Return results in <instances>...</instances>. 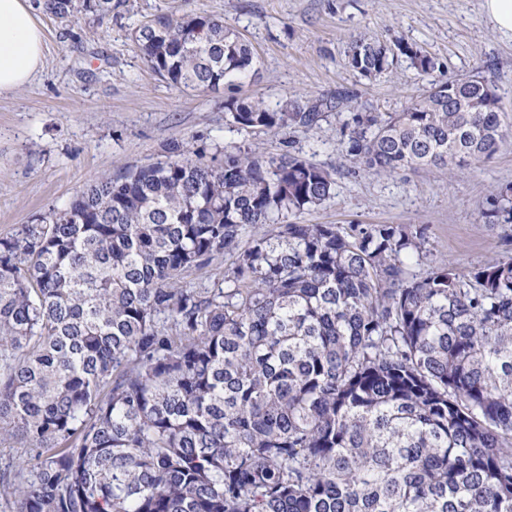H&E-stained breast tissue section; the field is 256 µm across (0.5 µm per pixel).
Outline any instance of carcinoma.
Returning <instances> with one entry per match:
<instances>
[{
  "label": "carcinoma",
  "mask_w": 512,
  "mask_h": 512,
  "mask_svg": "<svg viewBox=\"0 0 512 512\" xmlns=\"http://www.w3.org/2000/svg\"><path fill=\"white\" fill-rule=\"evenodd\" d=\"M43 9L74 16L75 0ZM183 89L258 76L221 17L161 14L135 36ZM429 87L357 112L358 176L484 162L505 136L488 79L448 81L417 46L362 36ZM347 95L225 101L240 130L311 128ZM334 179L290 151L167 156L0 236V512H512V259L423 275V227L297 224ZM512 224V184L482 211ZM248 239H243V236ZM213 288L186 282L220 258Z\"/></svg>",
  "instance_id": "cac0c4a2"
}]
</instances>
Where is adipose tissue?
Masks as SVG:
<instances>
[{
    "label": "adipose tissue",
    "mask_w": 512,
    "mask_h": 512,
    "mask_svg": "<svg viewBox=\"0 0 512 512\" xmlns=\"http://www.w3.org/2000/svg\"><path fill=\"white\" fill-rule=\"evenodd\" d=\"M44 58L43 32L28 0H0V93L29 84Z\"/></svg>",
    "instance_id": "ef3b65f1"
}]
</instances>
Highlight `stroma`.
<instances>
[{
	"mask_svg": "<svg viewBox=\"0 0 512 512\" xmlns=\"http://www.w3.org/2000/svg\"><path fill=\"white\" fill-rule=\"evenodd\" d=\"M30 0L45 37L44 66L32 82L0 95V234L62 211L103 173L162 160L167 143L204 152L261 144L290 149L328 169L334 198L296 215L300 224H413L427 229L424 273L443 259L469 269L512 258V224H487L481 212L498 185L512 182V132L484 163L355 177L341 131L356 112H398L428 87L405 57L372 79L349 68V42L365 35L415 44L447 80L481 75L498 89L512 124V37L494 28L483 0H120L110 17L89 11L62 21ZM164 13L219 15L251 43L258 79L235 90L182 91L146 65L133 36ZM350 93L320 126L279 133L229 125L230 95L256 94L269 106L292 94L310 100Z\"/></svg>",
	"mask_w": 512,
	"mask_h": 512,
	"instance_id": "obj_1",
	"label": "stroma"
}]
</instances>
